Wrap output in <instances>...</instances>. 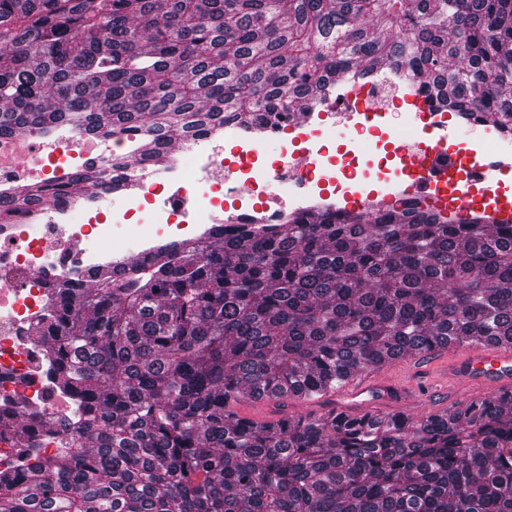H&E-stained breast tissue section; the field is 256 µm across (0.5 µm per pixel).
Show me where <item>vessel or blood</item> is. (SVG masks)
Masks as SVG:
<instances>
[{
	"label": "vessel or blood",
	"mask_w": 512,
	"mask_h": 512,
	"mask_svg": "<svg viewBox=\"0 0 512 512\" xmlns=\"http://www.w3.org/2000/svg\"><path fill=\"white\" fill-rule=\"evenodd\" d=\"M459 164L458 156L439 149H432L419 160L420 178L411 187L417 196L435 197L446 188L449 171ZM487 169L477 170L474 178L484 186L486 198L478 203L460 201L457 208L462 214L478 213L484 223L512 222V198L504 195L488 180ZM449 383L456 390V397L467 400L473 397H493L512 389V345H485L461 348L449 344ZM395 361L369 369L351 372L344 384L327 394L328 409L351 415L383 416L389 411L405 408H429L438 393L434 381L418 378L405 384L389 377Z\"/></svg>",
	"instance_id": "b4317fda"
}]
</instances>
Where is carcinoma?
Returning <instances> with one entry per match:
<instances>
[{
	"instance_id": "obj_1",
	"label": "carcinoma",
	"mask_w": 512,
	"mask_h": 512,
	"mask_svg": "<svg viewBox=\"0 0 512 512\" xmlns=\"http://www.w3.org/2000/svg\"><path fill=\"white\" fill-rule=\"evenodd\" d=\"M383 57L427 108L512 137V0H0V136L131 134L112 168L134 169L173 131L308 116ZM112 190L89 167L0 195V222ZM48 299L34 342L77 427L60 452L18 449L0 512H512V393L419 418L228 408L450 340L512 344V223L417 196L239 217L189 250L56 275ZM0 426L36 437L6 404Z\"/></svg>"
}]
</instances>
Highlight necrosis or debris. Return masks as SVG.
<instances>
[{"label": "necrosis or debris", "instance_id": "1", "mask_svg": "<svg viewBox=\"0 0 512 512\" xmlns=\"http://www.w3.org/2000/svg\"><path fill=\"white\" fill-rule=\"evenodd\" d=\"M364 104L373 121L352 124V137L337 162L323 161L319 144L331 136L328 126L312 125L300 138L304 145L286 147L272 166L260 164L261 144L250 137L217 133L197 138L191 149H203L207 163L198 173L175 160L159 165L148 160L131 175L135 189L126 196L123 209L111 208L107 193L71 199L51 208L17 215L0 224V404L20 401V413L35 428L48 420L72 417L73 407L55 393L48 363L30 331L48 305L45 282L56 274L77 277L92 267L122 261V238L113 236L116 226L135 227L144 254L159 246L196 237L201 227L224 221V201H245L265 196L270 223L284 210L298 213L309 200L322 196L321 183L339 186L342 198L359 195L366 179L377 177L385 191L411 185L410 156H422L433 148H447L452 130L442 113L430 115L426 140L403 143L396 166L379 163L382 138L378 119L390 117L394 139L415 129L417 115L396 92L370 85ZM237 151L235 166L224 163V145ZM494 147L504 169L512 170V141L486 133L473 145L457 147L463 173L482 166L486 147ZM127 147L126 140L101 137L59 127L29 136L0 137V193L8 195L30 183H44L72 176L86 166L106 168Z\"/></svg>", "mask_w": 512, "mask_h": 512}]
</instances>
